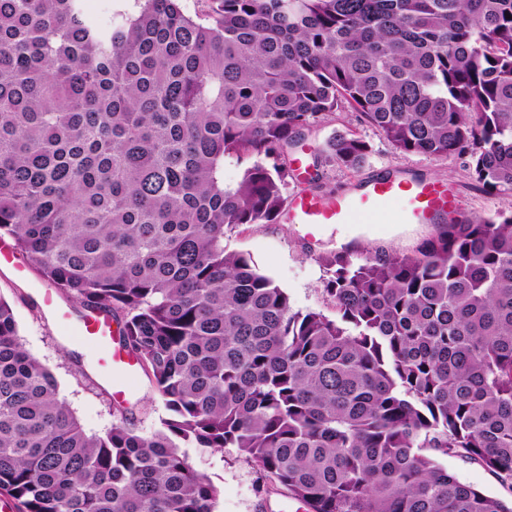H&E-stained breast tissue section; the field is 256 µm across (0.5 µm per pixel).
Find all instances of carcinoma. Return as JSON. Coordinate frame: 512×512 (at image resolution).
<instances>
[{"label": "carcinoma", "mask_w": 512, "mask_h": 512, "mask_svg": "<svg viewBox=\"0 0 512 512\" xmlns=\"http://www.w3.org/2000/svg\"><path fill=\"white\" fill-rule=\"evenodd\" d=\"M83 2L0 0V237L112 316L169 417L87 435L0 299V494L215 512L185 449L235 448L310 512H512V214L323 257L332 317L224 247L278 219L288 148L345 104L396 151L465 152L512 190V0H210L209 23L134 0L101 24ZM328 151L355 171L370 146ZM440 462L455 473L462 482L471 484L487 493L500 494L494 479L480 466L446 456H441Z\"/></svg>", "instance_id": "carcinoma-1"}]
</instances>
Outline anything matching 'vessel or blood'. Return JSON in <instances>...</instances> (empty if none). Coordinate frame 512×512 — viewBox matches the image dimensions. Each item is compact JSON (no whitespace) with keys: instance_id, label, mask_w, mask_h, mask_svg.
Returning <instances> with one entry per match:
<instances>
[{"instance_id":"b4317fda","label":"vessel or blood","mask_w":512,"mask_h":512,"mask_svg":"<svg viewBox=\"0 0 512 512\" xmlns=\"http://www.w3.org/2000/svg\"><path fill=\"white\" fill-rule=\"evenodd\" d=\"M393 200L405 204L400 218L404 224H432L463 214L457 197L439 182L380 171L369 177L355 194L327 198L312 193L295 195L288 206L287 219L303 225L312 234L329 224H379L383 221L384 204ZM43 304L64 331L75 332L78 338L102 348L101 365L121 374L112 383V396L118 401L125 399L131 392L130 382L136 378L139 364L123 347L112 319L96 310L71 315L48 294L44 295Z\"/></svg>"}]
</instances>
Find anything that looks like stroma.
Returning <instances> with one entry per match:
<instances>
[{"label": "stroma", "mask_w": 512, "mask_h": 512, "mask_svg": "<svg viewBox=\"0 0 512 512\" xmlns=\"http://www.w3.org/2000/svg\"><path fill=\"white\" fill-rule=\"evenodd\" d=\"M353 130L370 145L366 163L356 171L339 168L326 155L325 143L335 132ZM302 159L288 186V195L310 191L327 197L354 192L378 170L404 177L439 181L457 196L466 216L490 218L512 213V191L488 193L471 177L465 155L436 157L402 154L371 126L360 123L350 109L336 111L307 133L285 160ZM439 230L435 224H350L346 229L327 227L312 236L299 224L241 225L224 238L227 250L249 255L258 269L283 288L292 310L329 312L323 292L326 269L324 255L363 249L386 253L413 254ZM47 282L35 267L0 266V299L7 301L18 324L25 348L53 373L63 399L82 429L102 436L119 419L112 399V383L93 366L88 345L62 338L55 319L44 312L38 295ZM129 419L137 431L160 429L168 411L146 374H139L132 396L126 402ZM194 470L206 476L220 491L215 512H298L299 504L286 489L273 484L237 449L187 451Z\"/></svg>", "instance_id": "35a3bbf8"}]
</instances>
